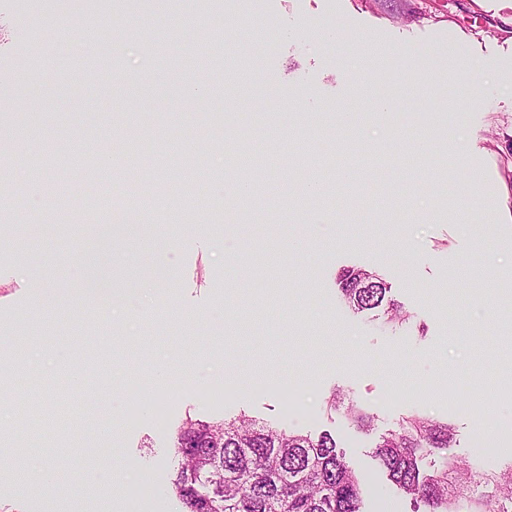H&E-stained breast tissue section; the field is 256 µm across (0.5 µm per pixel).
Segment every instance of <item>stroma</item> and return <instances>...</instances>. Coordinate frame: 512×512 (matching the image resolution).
Here are the masks:
<instances>
[{
    "mask_svg": "<svg viewBox=\"0 0 512 512\" xmlns=\"http://www.w3.org/2000/svg\"><path fill=\"white\" fill-rule=\"evenodd\" d=\"M463 39L465 92L448 81ZM392 96L399 111L374 112ZM0 124L14 131L0 139V349L16 363L0 422L20 425L0 441V512H131L145 492L153 512H182L177 430L242 413L331 434L363 512H413L374 433L330 411L336 393L382 430L413 413L448 422L449 456L479 470L512 462V0H169L161 15L153 0H0ZM425 132L429 155L412 140ZM241 176L251 198L228 224L215 190ZM134 195L159 238L179 239L178 288L152 275L161 249L123 237L109 265L149 289L140 315L72 308L86 215ZM346 267L387 282L401 329L343 302ZM184 367L197 382L153 380ZM18 447L54 484L16 487ZM101 448L120 482L63 493Z\"/></svg>",
    "mask_w": 512,
    "mask_h": 512,
    "instance_id": "1",
    "label": "stroma"
}]
</instances>
